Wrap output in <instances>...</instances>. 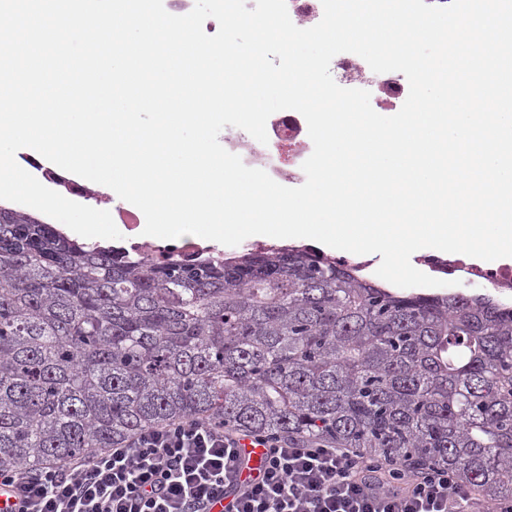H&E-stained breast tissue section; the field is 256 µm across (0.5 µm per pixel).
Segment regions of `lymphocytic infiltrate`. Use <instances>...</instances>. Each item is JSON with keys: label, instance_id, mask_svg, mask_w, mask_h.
Returning <instances> with one entry per match:
<instances>
[{"label": "lymphocytic infiltrate", "instance_id": "obj_1", "mask_svg": "<svg viewBox=\"0 0 512 512\" xmlns=\"http://www.w3.org/2000/svg\"><path fill=\"white\" fill-rule=\"evenodd\" d=\"M263 448L247 470L243 440ZM13 512H512L451 470L186 418L37 471L0 472Z\"/></svg>", "mask_w": 512, "mask_h": 512}]
</instances>
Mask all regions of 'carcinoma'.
<instances>
[{
    "instance_id": "1",
    "label": "carcinoma",
    "mask_w": 512,
    "mask_h": 512,
    "mask_svg": "<svg viewBox=\"0 0 512 512\" xmlns=\"http://www.w3.org/2000/svg\"><path fill=\"white\" fill-rule=\"evenodd\" d=\"M356 271L305 246L154 261L0 210V470L200 417L512 497V309Z\"/></svg>"
}]
</instances>
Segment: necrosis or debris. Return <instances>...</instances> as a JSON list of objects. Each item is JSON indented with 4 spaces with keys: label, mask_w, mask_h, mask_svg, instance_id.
<instances>
[{
    "label": "necrosis or debris",
    "mask_w": 512,
    "mask_h": 512,
    "mask_svg": "<svg viewBox=\"0 0 512 512\" xmlns=\"http://www.w3.org/2000/svg\"><path fill=\"white\" fill-rule=\"evenodd\" d=\"M268 141L259 143L247 138L246 131L231 127L224 133V147L238 155L251 168L266 171L279 183L303 184L306 180L303 162L311 155L313 143L308 135L304 117L293 110L272 114L266 124ZM112 213L124 227L123 242L127 250L164 256L167 248H176L183 256L193 259L204 253H215L216 248L206 239L180 237L171 246L156 244L137 236V216L125 209L120 202H113ZM417 264L426 266L445 281H460L477 285L501 295L512 293V266L494 263L477 264L455 256L420 254Z\"/></svg>",
    "instance_id": "obj_1"
}]
</instances>
